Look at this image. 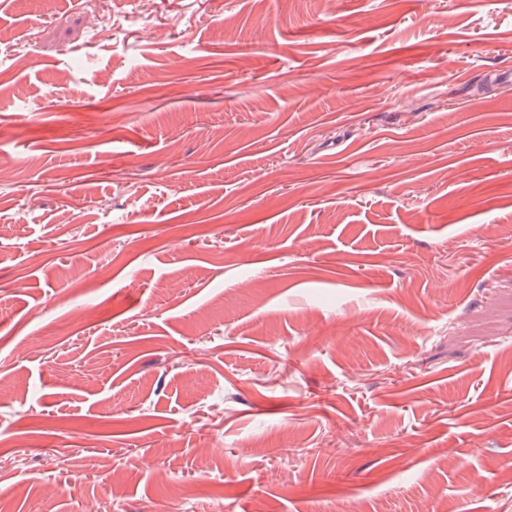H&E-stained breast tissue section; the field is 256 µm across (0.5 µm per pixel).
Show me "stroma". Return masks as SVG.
Here are the masks:
<instances>
[{
	"label": "stroma",
	"instance_id": "stroma-1",
	"mask_svg": "<svg viewBox=\"0 0 512 512\" xmlns=\"http://www.w3.org/2000/svg\"><path fill=\"white\" fill-rule=\"evenodd\" d=\"M0 495L512 512V0H5Z\"/></svg>",
	"mask_w": 512,
	"mask_h": 512
}]
</instances>
